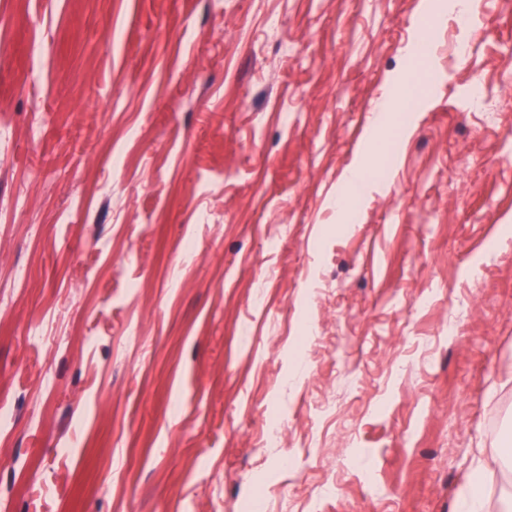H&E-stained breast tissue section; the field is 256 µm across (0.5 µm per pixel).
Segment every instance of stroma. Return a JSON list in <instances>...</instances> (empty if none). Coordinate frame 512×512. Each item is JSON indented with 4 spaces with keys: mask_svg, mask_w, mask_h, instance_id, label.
<instances>
[{
    "mask_svg": "<svg viewBox=\"0 0 512 512\" xmlns=\"http://www.w3.org/2000/svg\"><path fill=\"white\" fill-rule=\"evenodd\" d=\"M419 3L0 0L9 512H455L481 448L499 512L512 0L431 64ZM371 138L389 184L344 224ZM403 77L393 79L389 84V90L384 93L380 103L373 114L372 126L378 128L387 123L389 116L393 112H398V102L393 93V89L403 81ZM375 151L374 144H371L361 161L343 177L340 191L336 194V210L350 219L353 218L356 205L365 194L379 184L367 176L368 166Z\"/></svg>",
    "mask_w": 512,
    "mask_h": 512,
    "instance_id": "1",
    "label": "stroma"
}]
</instances>
